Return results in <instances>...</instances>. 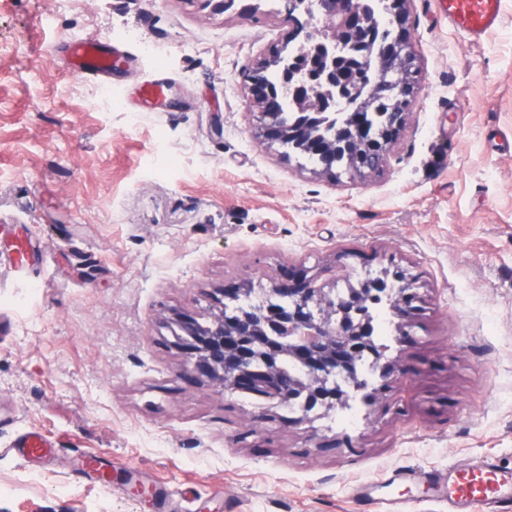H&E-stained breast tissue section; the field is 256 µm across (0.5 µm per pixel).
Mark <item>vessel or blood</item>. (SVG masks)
Returning a JSON list of instances; mask_svg holds the SVG:
<instances>
[{
  "mask_svg": "<svg viewBox=\"0 0 512 512\" xmlns=\"http://www.w3.org/2000/svg\"><path fill=\"white\" fill-rule=\"evenodd\" d=\"M449 28L478 42L501 21L502 0H443ZM70 73L95 81H111L124 50L97 36L63 40L57 48ZM38 246L32 237L19 238L9 263L14 271L26 269ZM449 512H512V469L483 459L450 470Z\"/></svg>",
  "mask_w": 512,
  "mask_h": 512,
  "instance_id": "1",
  "label": "vessel or blood"
}]
</instances>
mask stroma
<instances>
[{"label":"stroma","instance_id":"1","mask_svg":"<svg viewBox=\"0 0 512 512\" xmlns=\"http://www.w3.org/2000/svg\"><path fill=\"white\" fill-rule=\"evenodd\" d=\"M253 2L251 19L200 0H0V224L47 247L18 280L0 239V512H355L364 492L448 512L449 469L512 468V0L475 45L438 0H407L420 77L366 178L257 138L245 74L288 24L282 0ZM75 29L131 54L110 100L53 50ZM159 67L167 104L127 111ZM391 264L419 299L390 351L401 375L355 426L183 376L166 319L205 314L225 282L263 291L302 265L341 290ZM31 430L51 459L16 449ZM101 455L108 483L71 479ZM402 466L417 478L393 479Z\"/></svg>","mask_w":512,"mask_h":512}]
</instances>
